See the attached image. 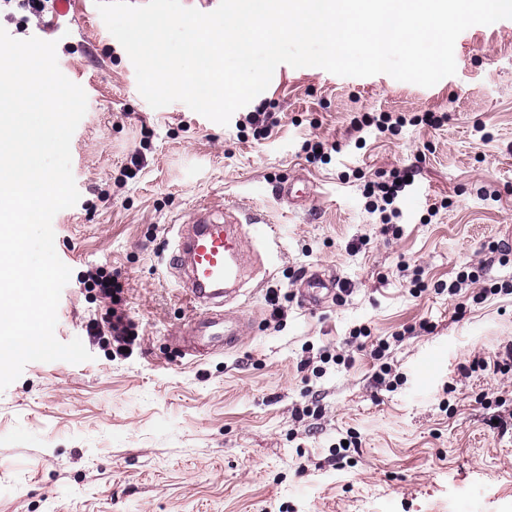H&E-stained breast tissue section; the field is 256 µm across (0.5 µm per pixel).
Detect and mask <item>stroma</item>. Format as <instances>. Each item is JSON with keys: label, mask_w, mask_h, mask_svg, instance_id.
I'll use <instances>...</instances> for the list:
<instances>
[{"label": "stroma", "mask_w": 512, "mask_h": 512, "mask_svg": "<svg viewBox=\"0 0 512 512\" xmlns=\"http://www.w3.org/2000/svg\"><path fill=\"white\" fill-rule=\"evenodd\" d=\"M85 4L71 0L51 35L59 68L87 91L71 139L80 199L52 227L72 270L55 336L80 338L92 358L28 363L0 391V512H512V429L491 424L512 412V372L468 370L512 346V294L499 291L512 260L486 249L512 247V19L462 32L455 75L430 87L279 65L222 126L181 102L152 108ZM256 112L274 115L268 137L248 122ZM364 112L447 118L359 133ZM316 141L341 151L311 160ZM394 169L414 175L396 236L363 194ZM296 177L315 186L302 206L275 192ZM206 203L260 214L280 239L271 274L231 305L237 346L199 360L172 341L194 308L170 256ZM100 270L139 334L127 358L88 334L112 310L89 285ZM312 272L336 289L306 308L298 289ZM347 438L355 447L339 455Z\"/></svg>", "instance_id": "35a3bbf8"}]
</instances>
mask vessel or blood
<instances>
[{
    "label": "vessel or blood",
    "instance_id": "obj_1",
    "mask_svg": "<svg viewBox=\"0 0 512 512\" xmlns=\"http://www.w3.org/2000/svg\"><path fill=\"white\" fill-rule=\"evenodd\" d=\"M277 192L288 202L302 203L312 196L314 185L304 179L279 186ZM238 212V207L232 205L221 211L213 206L199 207L193 212L188 229L178 234L171 265L183 274L195 307L194 317L180 336L187 354H196L202 345L221 352L237 344L241 318L236 312L225 310L224 303L239 294L246 239L251 236L269 244L277 241L274 229L258 215L251 213L242 218ZM334 286V279L312 273L304 280L301 300L307 306L318 305L322 293Z\"/></svg>",
    "mask_w": 512,
    "mask_h": 512
}]
</instances>
